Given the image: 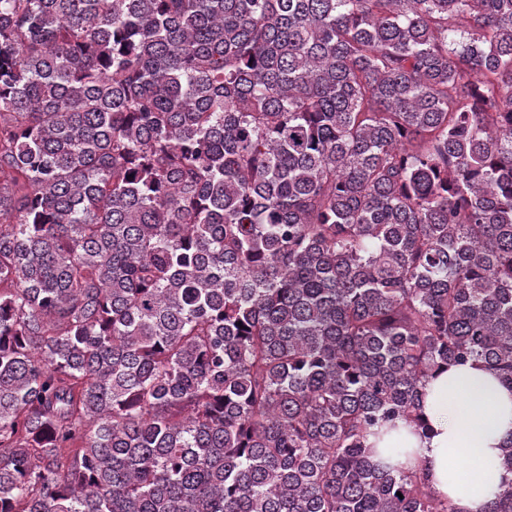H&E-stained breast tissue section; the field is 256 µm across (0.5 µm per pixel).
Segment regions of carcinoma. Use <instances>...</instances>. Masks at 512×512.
<instances>
[{"label":"carcinoma","instance_id":"obj_1","mask_svg":"<svg viewBox=\"0 0 512 512\" xmlns=\"http://www.w3.org/2000/svg\"><path fill=\"white\" fill-rule=\"evenodd\" d=\"M473 361L512 0H0V512H456L369 437Z\"/></svg>","mask_w":512,"mask_h":512}]
</instances>
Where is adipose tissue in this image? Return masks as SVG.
<instances>
[{"mask_svg":"<svg viewBox=\"0 0 512 512\" xmlns=\"http://www.w3.org/2000/svg\"><path fill=\"white\" fill-rule=\"evenodd\" d=\"M427 432L405 422L370 442L375 463L421 467L457 512H483L501 492V448L512 438V388L481 364L452 366L430 378L422 402Z\"/></svg>","mask_w":512,"mask_h":512,"instance_id":"adipose-tissue-1","label":"adipose tissue"}]
</instances>
